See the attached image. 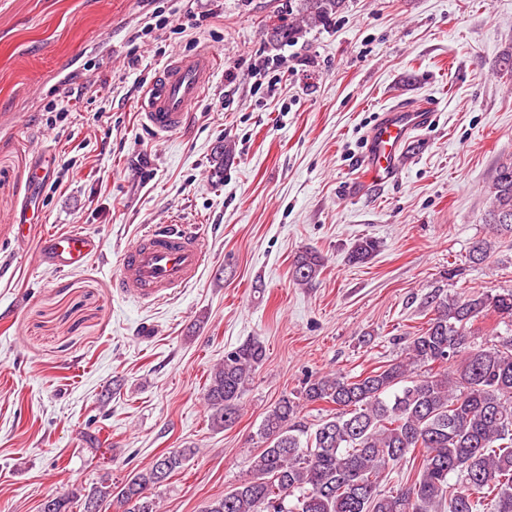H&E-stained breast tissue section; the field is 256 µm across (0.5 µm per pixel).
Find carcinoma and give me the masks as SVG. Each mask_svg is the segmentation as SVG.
<instances>
[{
    "label": "carcinoma",
    "mask_w": 512,
    "mask_h": 512,
    "mask_svg": "<svg viewBox=\"0 0 512 512\" xmlns=\"http://www.w3.org/2000/svg\"><path fill=\"white\" fill-rule=\"evenodd\" d=\"M345 0H300L301 23L272 30L289 39L342 10ZM485 222L492 234L512 232V161L499 166L488 187ZM496 241H475L470 263H483ZM378 249L358 239L348 252L356 265ZM316 250L296 254L292 277L300 285L321 272ZM431 317L408 337L400 356L358 376L312 375L299 390L282 394L264 413L257 431L260 448L251 454L246 478L208 501L201 512H477L492 498L495 512H512V334L476 343L475 323L494 314L512 324V289L495 294L431 296ZM265 360L258 340L224 351L203 399L216 430L233 426L253 372ZM336 407L311 427L299 415L304 406ZM425 449L417 477L384 491L386 470ZM194 448L156 456L121 483L103 481L84 494L51 499L52 512H100L111 499L122 512H160L156 490L183 470ZM461 477L455 487L448 476Z\"/></svg>",
    "instance_id": "obj_1"
}]
</instances>
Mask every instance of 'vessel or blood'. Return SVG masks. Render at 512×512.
Returning <instances> with one entry per match:
<instances>
[{"instance_id": "1", "label": "vessel or blood", "mask_w": 512, "mask_h": 512, "mask_svg": "<svg viewBox=\"0 0 512 512\" xmlns=\"http://www.w3.org/2000/svg\"><path fill=\"white\" fill-rule=\"evenodd\" d=\"M219 52L203 47L168 61L150 82L138 103L143 124L164 137L185 126L189 114L216 67ZM431 119L429 109L394 105L373 126L363 165L372 180L384 183L397 173L407 142ZM42 216L37 199L21 210L17 239L28 238ZM101 242L85 231L46 237L42 261L58 270L81 266L100 253ZM204 263L198 228L181 225L178 218L146 225L121 256L116 278L120 292L144 303H157L187 287Z\"/></svg>"}]
</instances>
